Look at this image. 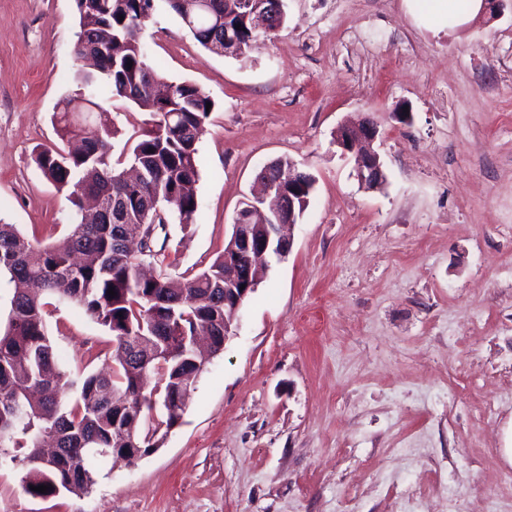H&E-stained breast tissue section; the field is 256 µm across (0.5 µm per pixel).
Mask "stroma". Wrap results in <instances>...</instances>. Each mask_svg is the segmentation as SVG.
<instances>
[{
  "label": "stroma",
  "mask_w": 512,
  "mask_h": 512,
  "mask_svg": "<svg viewBox=\"0 0 512 512\" xmlns=\"http://www.w3.org/2000/svg\"><path fill=\"white\" fill-rule=\"evenodd\" d=\"M240 57L203 48L165 0L147 62L214 109L197 211L154 248L192 276L223 251L260 170L310 174L288 255L209 357L179 427L85 494L32 497L0 469V512H512V0L462 29L405 0H287ZM75 0H0V221L49 243L76 216L33 161L74 89ZM127 138L148 112L98 97ZM371 118L387 176L363 189L336 143ZM61 363L104 367L112 338L74 305L46 315ZM495 418L484 419L487 403Z\"/></svg>",
  "instance_id": "obj_1"
}]
</instances>
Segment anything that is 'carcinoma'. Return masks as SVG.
<instances>
[{
	"label": "carcinoma",
	"instance_id": "carcinoma-1",
	"mask_svg": "<svg viewBox=\"0 0 512 512\" xmlns=\"http://www.w3.org/2000/svg\"><path fill=\"white\" fill-rule=\"evenodd\" d=\"M211 8L240 26L244 47L256 40L237 13L236 0H210ZM79 31L77 58L93 55L94 68L79 67L76 89L55 112L65 150L44 146L34 156L41 174L63 189L78 217L69 233L48 244L32 240L17 225L0 222V276L13 288L5 327L0 329V468L22 471L26 494L89 492L96 483L93 462L110 455L149 453L184 411L203 359L194 355L181 327L209 326L224 331V255L192 277L165 273L164 250L135 254L118 235L110 215L85 223L87 199L121 202L126 224H152L161 209L181 224L191 223L199 179L197 143L212 99L197 85L167 83L146 62L141 36L150 0H75ZM124 20H119V17ZM187 30L204 48L224 44V32L201 17ZM112 98L128 100L151 120L130 147L128 159L142 177H120L121 160H112L110 139L117 130L106 113L87 127V112L71 103L82 97L92 106L102 85ZM114 288L115 296L109 295ZM79 307L116 339L112 362L104 370L74 377L58 362L46 320L47 299ZM146 336L155 357L143 366L129 359L128 347ZM48 485L42 494L30 486Z\"/></svg>",
	"mask_w": 512,
	"mask_h": 512
}]
</instances>
